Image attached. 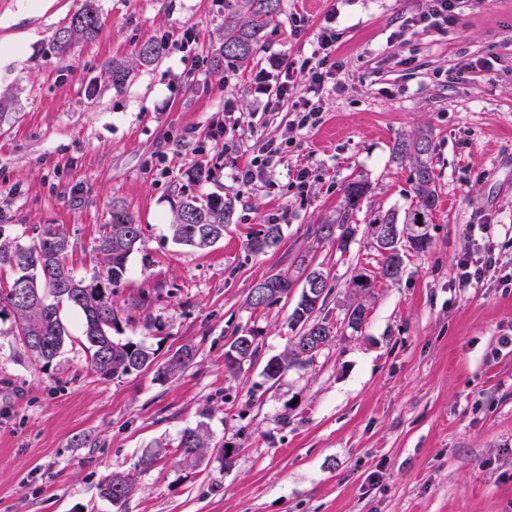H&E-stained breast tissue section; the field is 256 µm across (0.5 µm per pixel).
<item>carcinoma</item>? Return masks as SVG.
<instances>
[{"mask_svg":"<svg viewBox=\"0 0 512 512\" xmlns=\"http://www.w3.org/2000/svg\"><path fill=\"white\" fill-rule=\"evenodd\" d=\"M243 5L232 3L224 19V39L218 56L213 59L214 69L222 62L243 63L254 52L260 33L269 19L279 9V0H242ZM101 26L96 0H84L70 23L61 28L54 40L60 54L70 51L80 40L93 38ZM166 45L162 41H145L137 54L143 66L159 63L165 55ZM130 74L128 66L114 63L105 70L106 79L116 88L125 85ZM393 153L409 161L415 170L414 192L418 205L398 218L394 212L378 214L369 222L376 224H400L405 230L412 224L429 226L432 210L436 206V179L432 166V139L428 133L398 141ZM368 185L362 180H353L345 188L344 203L336 212L334 223L322 224L321 232L336 227L341 233L336 237L337 249L342 251L354 229L350 220L360 199L367 192ZM233 203L216 193L186 197L174 206V221L171 224L172 240L175 244L204 249L217 243L224 236V225L230 219ZM206 228L202 236L197 228ZM7 225L0 224V270L8 268L13 276L7 283L0 282V314L14 316L18 335L22 336L34 362L42 368L48 367L57 357L69 332L62 320V310L70 307L77 310L82 318L80 343L89 354L92 370L103 378L128 375L133 370L147 369L156 359V352L142 343L122 341L112 336L117 325L114 308V288L120 286L128 273L127 262L136 250L141 238L140 225L125 206L115 203L107 224L97 243L100 269L90 280L77 277L66 263L71 247L69 239L54 227H47L42 235L29 245H22L5 238ZM282 228L279 224H266L262 236L254 237L247 243L253 253L279 245ZM401 265L398 243L391 245L389 254L383 257L382 274L391 278L389 270ZM326 300L320 303L298 297L289 315V325L299 329L292 338L286 353L266 363L265 369L278 366L285 370L304 367L313 362L314 356L305 354L303 340L325 328L324 342H331L337 328L326 325V319H318L317 312ZM192 346H184L172 354L164 365L156 369L159 379L175 376L189 367L196 358ZM209 434L201 424L182 431L177 452L180 462L195 465L201 462L209 448ZM134 491L133 478L122 472H114L100 486L102 497L120 508Z\"/></svg>","mask_w":512,"mask_h":512,"instance_id":"1","label":"carcinoma"}]
</instances>
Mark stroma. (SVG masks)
Segmentation results:
<instances>
[{
	"label": "stroma",
	"instance_id": "stroma-1",
	"mask_svg": "<svg viewBox=\"0 0 512 512\" xmlns=\"http://www.w3.org/2000/svg\"><path fill=\"white\" fill-rule=\"evenodd\" d=\"M227 0H98L101 28L66 55L53 45L83 0H0V216L27 243L45 226L69 238L67 264L91 277L113 202L141 227L116 290L114 337L141 342L165 361L197 349L166 380L153 370L115 379L90 368L78 313L62 312L70 337L45 369L0 316V512H118L99 494L115 471L135 490L119 512H512V0H467L458 25H412L428 0H345L336 23L338 84H326L315 126L248 190L237 164L279 138L291 104L259 113L252 70L304 59L329 0H280L244 65L212 69ZM400 40H392L393 32ZM167 43L162 61L137 65L140 45ZM482 67L456 76L462 60ZM132 71L124 87L99 81L108 64ZM433 137L437 202L431 244L404 249L398 279L379 277L381 255L365 234L379 211L415 203L413 169L398 140ZM205 165L208 178L191 176ZM312 167L308 187L296 174ZM364 180L344 250L318 236L346 185ZM232 199L224 237L198 250L173 243V207L186 196ZM281 244L254 254L263 225ZM469 260L476 274L458 276ZM324 270L332 293L321 315L335 340L278 380L264 374L292 331L293 301L248 303L277 273L302 280ZM373 276L359 329L346 313L350 282ZM147 305H140L141 296ZM253 334L258 352L236 373L227 343ZM206 424L211 448L178 464L185 428ZM235 462L221 467L222 447ZM156 458L151 468L139 461ZM197 351L192 346H184L172 354L164 365L156 369L158 379L175 376L189 367L196 358Z\"/></svg>",
	"mask_w": 512,
	"mask_h": 512
}]
</instances>
